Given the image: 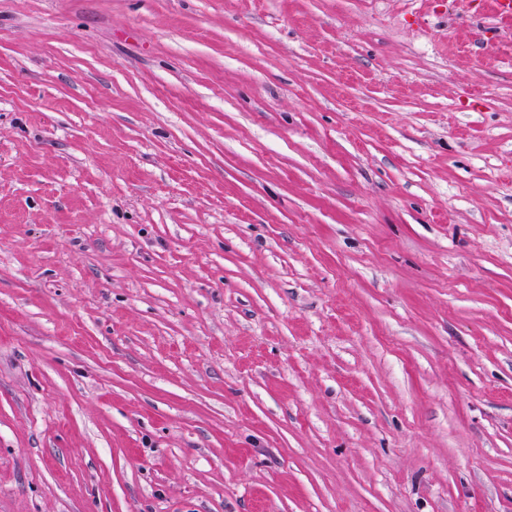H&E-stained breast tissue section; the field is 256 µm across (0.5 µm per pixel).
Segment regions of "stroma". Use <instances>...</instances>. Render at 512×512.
Segmentation results:
<instances>
[{"label": "stroma", "instance_id": "stroma-1", "mask_svg": "<svg viewBox=\"0 0 512 512\" xmlns=\"http://www.w3.org/2000/svg\"><path fill=\"white\" fill-rule=\"evenodd\" d=\"M497 25L0 0V512H512Z\"/></svg>", "mask_w": 512, "mask_h": 512}]
</instances>
